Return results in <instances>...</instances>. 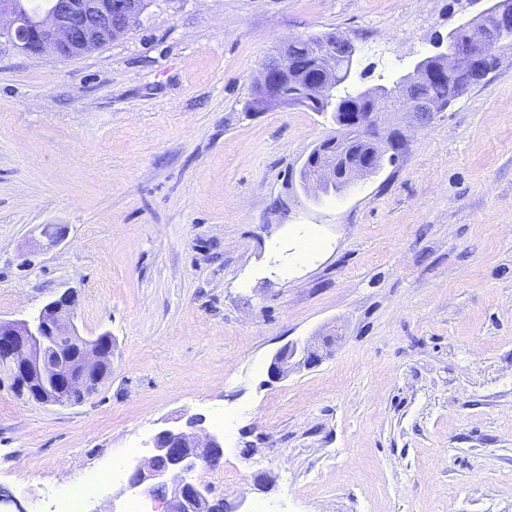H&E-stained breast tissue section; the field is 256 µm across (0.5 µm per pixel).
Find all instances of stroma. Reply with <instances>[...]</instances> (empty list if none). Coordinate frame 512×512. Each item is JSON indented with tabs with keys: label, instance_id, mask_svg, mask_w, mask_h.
<instances>
[{
	"label": "stroma",
	"instance_id": "stroma-1",
	"mask_svg": "<svg viewBox=\"0 0 512 512\" xmlns=\"http://www.w3.org/2000/svg\"><path fill=\"white\" fill-rule=\"evenodd\" d=\"M493 3L148 0L79 57L0 39V318L71 288L81 334L112 335L80 404L0 377L7 512L133 469L194 415L224 436L204 480L236 512H512V47L336 195L298 182L332 121L247 109L289 37L341 32L352 89L389 86ZM46 224L66 230L50 249ZM308 235L323 248L295 263ZM330 332L320 365L268 378L281 346Z\"/></svg>",
	"mask_w": 512,
	"mask_h": 512
}]
</instances>
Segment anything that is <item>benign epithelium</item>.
I'll list each match as a JSON object with an SVG mask.
<instances>
[{
    "label": "benign epithelium",
    "instance_id": "benign-epithelium-1",
    "mask_svg": "<svg viewBox=\"0 0 512 512\" xmlns=\"http://www.w3.org/2000/svg\"><path fill=\"white\" fill-rule=\"evenodd\" d=\"M146 0H46L36 13L25 8L24 0H0V38L30 55L54 53L71 58L88 53L124 35L140 21ZM491 13L497 18L491 28L480 15L461 25L467 31L468 56L462 62L456 47V31L448 33L447 47L435 55L430 71L414 65L393 94L375 98L369 112H352L347 123L367 139L399 156L407 148V137L398 126L381 133L385 116L402 114L419 121V113L436 115L445 110L441 103L418 102L410 87L429 77L448 76L473 83L480 79L484 62L494 55V47L512 36V0H497ZM345 37L335 34L328 41L310 45L321 62L331 60L336 42ZM306 42L294 37L283 43L276 54V65L264 63L258 72V93L253 111L284 103L281 81L287 72L289 49ZM309 98L326 102L330 86L322 77L307 80ZM367 160L359 161L336 146L325 143L320 151L303 164L300 181L307 193L319 194L339 175H357L367 171ZM76 293L71 288L50 296L39 313L29 319L0 320V371L6 372L22 395L42 404L75 405L97 390L112 370V336L108 332L87 337L75 323ZM334 343L330 335L287 343L273 355L268 375L273 380L290 372L316 367L323 353ZM201 416L190 418L187 428L163 427L151 440L152 455L132 471L133 488L144 486L152 495L167 502V512H224V500L212 495L210 485L194 473L220 463L224 457V439L203 427Z\"/></svg>",
    "mask_w": 512,
    "mask_h": 512
}]
</instances>
